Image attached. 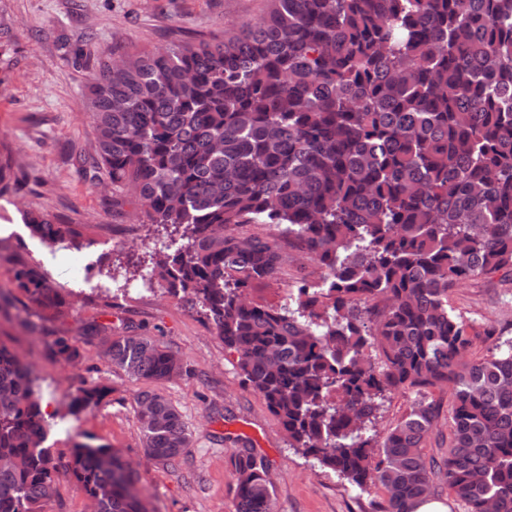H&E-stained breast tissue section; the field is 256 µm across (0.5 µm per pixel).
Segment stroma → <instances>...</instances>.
I'll return each mask as SVG.
<instances>
[{"label":"stroma","mask_w":512,"mask_h":512,"mask_svg":"<svg viewBox=\"0 0 512 512\" xmlns=\"http://www.w3.org/2000/svg\"><path fill=\"white\" fill-rule=\"evenodd\" d=\"M268 8L269 0H0V141L28 172L20 194L0 198V292L22 301L8 271L23 259L40 264L74 303L62 320L28 314L38 326L33 333L14 315L0 314V340L19 351L37 379L55 417L47 440L55 455L69 458L80 442L118 450L137 470L136 490L148 512H236L231 460L244 448L267 461L276 512H379L386 499L382 487L360 492L291 448L279 420L244 383L236 355L225 351L195 309L138 279L113 294L97 263L143 241L162 250L168 240L139 222L130 199L95 187L78 168V157L94 153L84 96L94 51L120 56L220 38L256 22ZM26 210L87 225L89 246L48 247L31 236ZM321 275L315 261L300 258L285 266L280 283H253L250 296L276 303L297 279ZM450 304L471 324L469 358L512 336V279H469L453 288ZM95 327L109 336L134 330L157 337L184 360L187 374L161 387L191 439L179 464L146 457L135 408L146 384L101 357L98 340L89 337ZM62 334L80 347L77 367L63 366L52 354L51 343ZM95 384L108 386L109 395L80 417L69 416V393Z\"/></svg>","instance_id":"obj_1"}]
</instances>
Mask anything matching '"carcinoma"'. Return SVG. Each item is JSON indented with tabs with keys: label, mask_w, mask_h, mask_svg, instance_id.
Segmentation results:
<instances>
[{
	"label": "carcinoma",
	"mask_w": 512,
	"mask_h": 512,
	"mask_svg": "<svg viewBox=\"0 0 512 512\" xmlns=\"http://www.w3.org/2000/svg\"><path fill=\"white\" fill-rule=\"evenodd\" d=\"M260 20L222 39L184 41L116 61L100 50L86 78L94 168L169 239L118 261L116 291L149 271L234 352L244 382L290 447L364 492L382 512H414L441 477L468 512H512V338L470 361L471 326L449 291L472 277H512V0H270ZM24 172L0 147V197ZM48 246L81 249L85 225L25 217ZM246 224L275 236L244 234ZM317 262L279 304L288 251ZM25 309L69 314L70 293L41 267L13 261ZM54 357H81L70 338ZM381 356L376 365L372 352ZM113 367L151 387L135 398L146 454L174 466L190 437L159 391L183 360L153 336H115ZM448 389V456L424 453ZM420 395L384 436L386 393ZM108 393L70 394L79 415ZM42 393L0 341V512H44L70 479L96 512H147L116 450L78 443L54 456ZM236 512H274L264 459H233ZM297 260L288 263L283 269L281 282L279 284H267L266 282H255L250 288V297L259 303H278L285 295L286 288L301 278L318 280L322 275L319 265L309 259H301L294 251L288 249Z\"/></svg>",
	"instance_id": "carcinoma-1"
}]
</instances>
